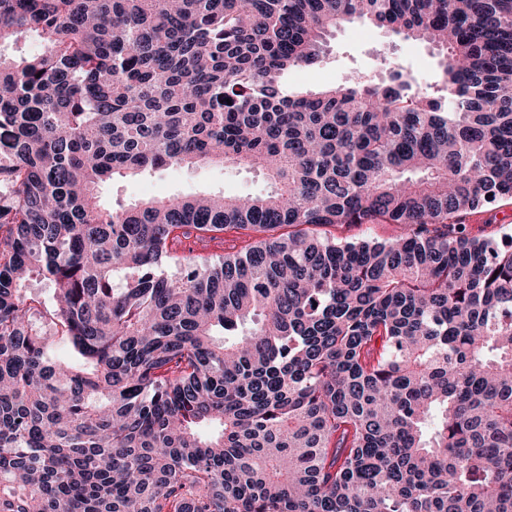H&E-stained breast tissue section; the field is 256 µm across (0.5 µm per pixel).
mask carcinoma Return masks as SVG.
Listing matches in <instances>:
<instances>
[{"label":"carcinoma","mask_w":512,"mask_h":512,"mask_svg":"<svg viewBox=\"0 0 512 512\" xmlns=\"http://www.w3.org/2000/svg\"><path fill=\"white\" fill-rule=\"evenodd\" d=\"M356 22L441 79L289 91ZM29 34L0 53V512H512V241L459 232L512 200V0H0V49ZM207 162L272 189L101 202ZM189 240L224 254L170 270ZM313 231L322 238L335 239L336 242H359L367 239L387 241L400 233L396 224H336L316 227Z\"/></svg>","instance_id":"cac0c4a2"}]
</instances>
